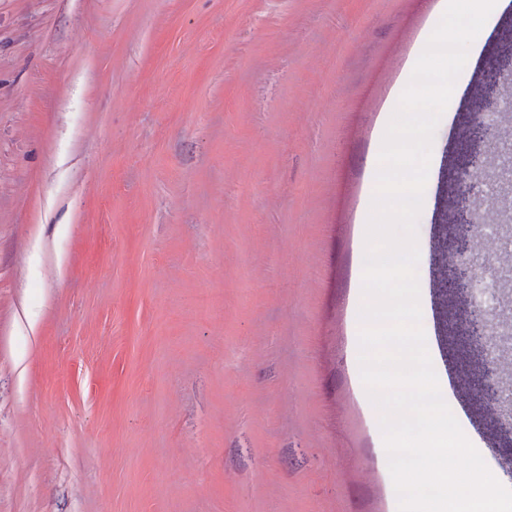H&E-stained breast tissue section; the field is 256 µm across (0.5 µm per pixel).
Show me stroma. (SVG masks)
<instances>
[{"instance_id": "stroma-1", "label": "stroma", "mask_w": 512, "mask_h": 512, "mask_svg": "<svg viewBox=\"0 0 512 512\" xmlns=\"http://www.w3.org/2000/svg\"><path fill=\"white\" fill-rule=\"evenodd\" d=\"M442 2L0 0V512H399L361 256L381 120ZM510 22L435 131L430 342L443 171ZM434 364L512 488V429Z\"/></svg>"}]
</instances>
